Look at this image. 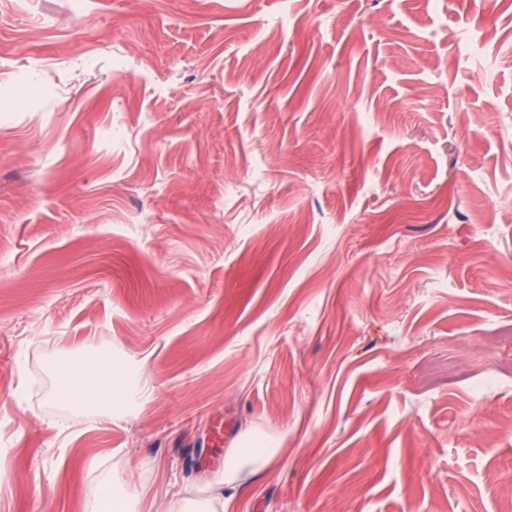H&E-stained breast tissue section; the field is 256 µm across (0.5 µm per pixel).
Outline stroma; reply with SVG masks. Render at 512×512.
Listing matches in <instances>:
<instances>
[{
	"label": "stroma",
	"mask_w": 512,
	"mask_h": 512,
	"mask_svg": "<svg viewBox=\"0 0 512 512\" xmlns=\"http://www.w3.org/2000/svg\"><path fill=\"white\" fill-rule=\"evenodd\" d=\"M95 350L109 422L47 399ZM256 438L223 512L512 507V0H0V512Z\"/></svg>",
	"instance_id": "35a3bbf8"
}]
</instances>
